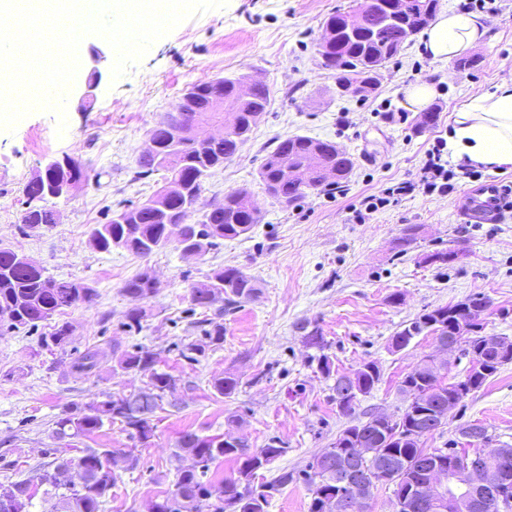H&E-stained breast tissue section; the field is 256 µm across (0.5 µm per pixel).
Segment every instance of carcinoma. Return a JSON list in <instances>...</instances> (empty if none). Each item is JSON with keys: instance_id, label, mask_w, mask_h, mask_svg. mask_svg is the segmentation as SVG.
Segmentation results:
<instances>
[{"instance_id": "cac0c4a2", "label": "carcinoma", "mask_w": 512, "mask_h": 512, "mask_svg": "<svg viewBox=\"0 0 512 512\" xmlns=\"http://www.w3.org/2000/svg\"><path fill=\"white\" fill-rule=\"evenodd\" d=\"M401 5V18L396 20L380 7L362 0L352 10L360 19L355 31L347 28L344 12L325 20L331 44L317 53L320 66L329 71L335 86L346 87V93L355 97L364 98L374 92L385 65L400 53L410 36L434 19L438 0H401ZM242 83L244 77L234 74L196 82L189 86L196 100L182 109L183 120L174 123L165 116L151 130L150 140L155 147L139 155L136 175L148 178L162 171L164 183L147 199L148 206L133 207V212L123 216L124 222L115 219L114 211L105 223L91 229L90 236L97 241L99 251L110 253L121 249L147 257L174 242L169 238L170 225L165 223L166 218L174 217L183 228L182 238L174 242L176 248L199 256L217 246L220 240L248 237L260 223V213L243 205L249 199L245 188L225 194L224 203L201 215L193 207L208 178L238 153L270 104L266 83L251 80L250 98L245 100L237 95V87ZM206 123L223 125L224 137L201 140L179 134L184 128ZM353 169V158L335 144L295 135L276 141L274 148L267 152L258 176L266 194L288 208L309 192L343 187ZM74 177L87 180L89 174L81 163L72 159L68 168L47 169L27 183L20 215L23 230H38L56 223L55 212L41 202L46 200L51 183ZM157 291V281L146 272L126 281L122 292L136 303L127 312L128 326H141L144 314L140 303ZM257 294L251 276L237 267L227 266L213 270L204 287L192 288L191 302L209 308L221 299L224 305L234 306L255 299ZM97 297L96 289L88 284L50 277L44 268L22 261L17 250L0 246V327L35 330L71 307L95 303ZM474 308L485 312L490 308V301L477 295L426 311L405 324L395 334L393 344L397 348L406 347L423 333L436 337L438 344H446L452 339L454 322ZM71 335L68 323L58 324L42 339V347L49 351L63 349L70 343ZM116 366L124 373L148 377L146 388L137 397L152 403L155 409L165 392L176 385L173 375L156 368V358L149 351H125L116 357ZM317 368L325 377H335L333 401L343 415L355 413L358 402L345 391L351 389L366 395L381 381L380 368L372 361L361 364L351 374H338L331 357L322 353L317 357ZM497 372L495 367L488 375L477 378L468 372L464 379L447 383L440 366L425 358L399 384L407 406L398 418L372 413L357 419L308 465L305 476L312 492L309 512H326L327 502L343 489L339 474L348 467L370 481L392 487L394 495L405 499L403 512H437L422 498L425 476L420 468L436 459L444 467L451 463V457L443 448H425L426 441L440 428L422 425L423 412L447 403L450 394L462 400L459 387L470 393L477 391ZM239 386L240 380L232 375L212 382L214 391L224 398L236 394ZM129 401L124 395H114L96 405L71 407L56 417L52 437L60 441L88 436L119 420L131 430L132 437L145 442L152 437L153 426L131 408ZM362 440L368 447L377 449L376 456L351 458V448ZM177 446L196 459V466L180 471L171 494L153 504L155 512H267L271 497L262 488L270 486L279 491L294 479L293 474L285 471L258 487L253 484L259 471L286 452L274 439L265 447L253 450L242 436L234 441L185 432ZM220 458L238 463V477L217 483L204 479L210 464ZM114 465L112 451L85 448L76 461L62 459L55 465L57 470H74L73 480L63 485L48 469L41 470L37 480L55 490L53 512H100L102 498L119 478ZM491 470L495 481L508 482L507 490L512 492V454L498 457ZM32 486L30 479L0 483V505L8 504L0 512H31L35 496Z\"/></svg>"}]
</instances>
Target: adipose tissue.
I'll return each mask as SVG.
<instances>
[{
	"instance_id": "ef3b65f1",
	"label": "adipose tissue",
	"mask_w": 512,
	"mask_h": 512,
	"mask_svg": "<svg viewBox=\"0 0 512 512\" xmlns=\"http://www.w3.org/2000/svg\"><path fill=\"white\" fill-rule=\"evenodd\" d=\"M482 16L447 10L424 30L429 57L449 63L467 55L488 36ZM448 155L458 165L488 170L512 167V80L467 100L455 110L448 131Z\"/></svg>"
}]
</instances>
